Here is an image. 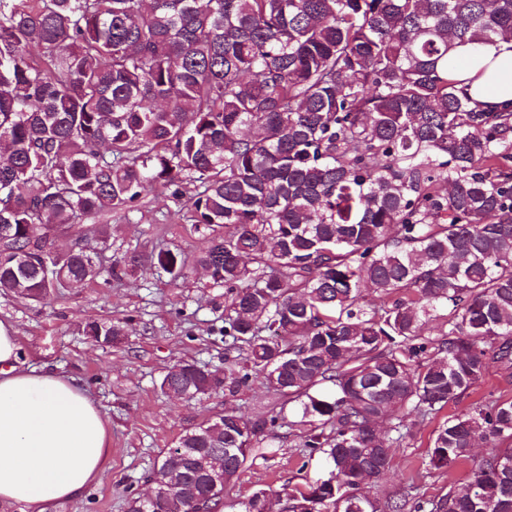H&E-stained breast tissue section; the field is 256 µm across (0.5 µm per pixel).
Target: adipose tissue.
<instances>
[{
  "mask_svg": "<svg viewBox=\"0 0 512 512\" xmlns=\"http://www.w3.org/2000/svg\"><path fill=\"white\" fill-rule=\"evenodd\" d=\"M448 69L484 112L512 111V40L456 46ZM13 325L0 322V505L56 512L112 461L110 423L75 379L23 367Z\"/></svg>",
  "mask_w": 512,
  "mask_h": 512,
  "instance_id": "ef3b65f1",
  "label": "adipose tissue"
}]
</instances>
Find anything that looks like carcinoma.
Instances as JSON below:
<instances>
[{"label": "carcinoma", "mask_w": 512, "mask_h": 512, "mask_svg": "<svg viewBox=\"0 0 512 512\" xmlns=\"http://www.w3.org/2000/svg\"><path fill=\"white\" fill-rule=\"evenodd\" d=\"M494 39H512V0H0V291L95 280L86 247L58 254L49 235L193 182L191 220L224 232L151 259L224 289V371L185 363L161 390L234 398L260 378L299 403L289 425L321 421L299 447L336 483L281 512H512V400L493 397L435 430V466L473 461L463 487L358 493L406 415L433 419L489 361L512 364V112L448 80L455 44ZM363 288L387 304L366 310ZM279 420L227 411L186 432L153 472L176 484L127 512H214L204 461L238 449L229 483ZM477 441L492 452L476 460ZM245 512H271L266 492Z\"/></svg>", "instance_id": "obj_1"}]
</instances>
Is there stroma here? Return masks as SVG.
Instances as JSON below:
<instances>
[{
    "instance_id": "1",
    "label": "stroma",
    "mask_w": 512,
    "mask_h": 512,
    "mask_svg": "<svg viewBox=\"0 0 512 512\" xmlns=\"http://www.w3.org/2000/svg\"><path fill=\"white\" fill-rule=\"evenodd\" d=\"M195 190L192 183H183V197L177 200L159 189L134 212L86 219V226L104 231L85 241L102 260L94 282L66 288L40 302L0 292V321L18 329L26 363L78 379L111 422L110 468L99 483L59 512H126L130 498L151 490L150 475L165 452L186 431L228 410L251 421L279 413L286 422L254 438L253 454L224 490L223 512H243L256 492L275 500L329 475L324 456H304L300 430L287 425L297 412L295 404L285 402L261 380L250 381L231 399L220 392L174 398L160 388L163 375L174 365L224 366V339L218 333L224 324L223 289L212 287L201 267L174 282L149 261L150 254L162 247L189 256L206 248L210 230L192 224L183 203ZM133 253L142 255V264L123 277H113V261ZM106 321L128 322L121 343L102 345L86 335V323ZM491 395L512 399V367L490 364L469 396L449 404L443 414L468 413L474 403ZM406 422L410 434L395 449L389 472L362 486V494L382 502L412 485L421 498L436 500L450 485L469 481L472 461L449 470L431 463L438 420L424 421L411 414Z\"/></svg>"
}]
</instances>
